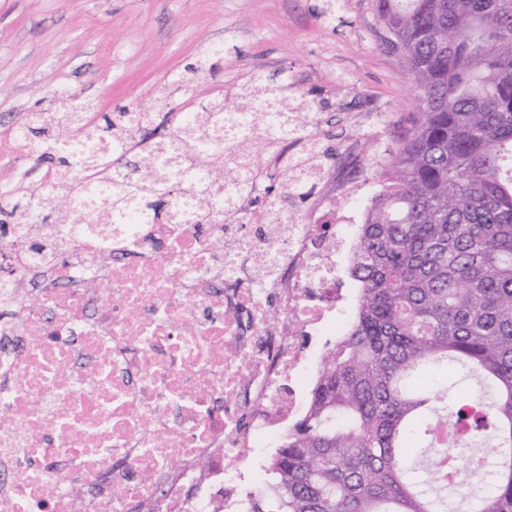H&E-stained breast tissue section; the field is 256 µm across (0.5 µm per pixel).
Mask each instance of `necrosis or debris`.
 Listing matches in <instances>:
<instances>
[{"label": "necrosis or debris", "instance_id": "necrosis-or-debris-1", "mask_svg": "<svg viewBox=\"0 0 512 512\" xmlns=\"http://www.w3.org/2000/svg\"><path fill=\"white\" fill-rule=\"evenodd\" d=\"M249 162L293 175L310 137L267 126ZM357 161L316 169L354 212ZM191 192L167 224L0 226V512H244L242 466L309 408L346 322L353 225L284 206L252 234L211 224Z\"/></svg>", "mask_w": 512, "mask_h": 512}]
</instances>
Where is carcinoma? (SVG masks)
<instances>
[{"mask_svg":"<svg viewBox=\"0 0 512 512\" xmlns=\"http://www.w3.org/2000/svg\"><path fill=\"white\" fill-rule=\"evenodd\" d=\"M388 43L401 53L415 100L397 149L375 160L380 191L357 241L351 275L362 284L348 333L326 352L312 409L288 429L269 468L271 482L249 512H453L447 472L422 480L411 458L432 455L433 424L486 439L468 457L493 464L494 491L478 512H512V0H373ZM224 51L189 65L214 73ZM253 91L276 106L283 86L255 75ZM180 109L172 135L195 145L233 134L204 97ZM75 135L52 125L30 131L48 143L56 186L31 209L29 186L0 194L2 224H68L72 209L99 224L165 220L177 195L206 198L260 146L244 139L210 156L200 173L186 158L161 171L130 155L154 136L159 113L138 106L92 112L58 98ZM138 113V128L127 114ZM475 377L465 393L448 376Z\"/></svg>","mask_w":512,"mask_h":512,"instance_id":"carcinoma-1","label":"carcinoma"}]
</instances>
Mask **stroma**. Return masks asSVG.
<instances>
[{
    "instance_id": "35a3bbf8",
    "label": "stroma",
    "mask_w": 512,
    "mask_h": 512,
    "mask_svg": "<svg viewBox=\"0 0 512 512\" xmlns=\"http://www.w3.org/2000/svg\"><path fill=\"white\" fill-rule=\"evenodd\" d=\"M325 0H0V140L52 93L105 112L137 102L162 106L175 78L195 92L223 85L228 104L251 74L288 82L314 100L310 130L336 163L354 149L358 183L397 146L415 110L401 58L382 44L370 0H343L333 23ZM224 61L212 75L188 64L213 44Z\"/></svg>"
}]
</instances>
